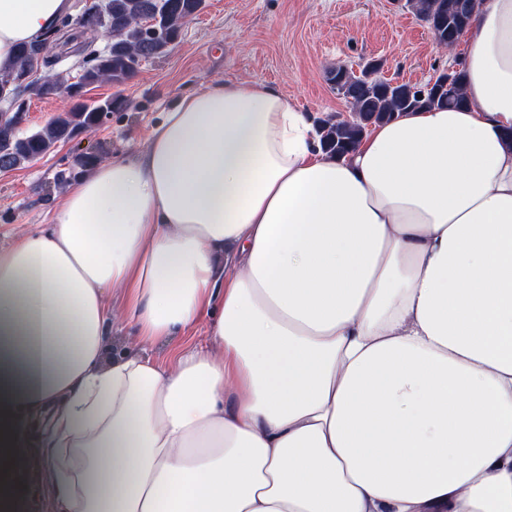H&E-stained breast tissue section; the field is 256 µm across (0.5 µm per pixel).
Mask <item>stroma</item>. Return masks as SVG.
I'll use <instances>...</instances> for the list:
<instances>
[{"label":"stroma","instance_id":"stroma-1","mask_svg":"<svg viewBox=\"0 0 512 512\" xmlns=\"http://www.w3.org/2000/svg\"><path fill=\"white\" fill-rule=\"evenodd\" d=\"M464 44L439 45L405 0H205L181 38L164 56L143 61L121 85L88 87L87 102L109 97L123 105L95 130L58 144L30 163L0 171V244L21 227L50 223L64 189L57 175L73 159L103 160L144 151L162 112L212 81H262L293 97L314 119L346 116L329 73L377 60L385 77L423 86L461 68ZM205 327L155 346L141 345L131 324L108 323L110 356L136 352L164 362L177 349L203 343Z\"/></svg>","mask_w":512,"mask_h":512}]
</instances>
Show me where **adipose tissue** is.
Wrapping results in <instances>:
<instances>
[{"mask_svg":"<svg viewBox=\"0 0 512 512\" xmlns=\"http://www.w3.org/2000/svg\"><path fill=\"white\" fill-rule=\"evenodd\" d=\"M68 7L0 0V67ZM463 39L466 107L341 158L208 83L0 246V512H512V0ZM205 335V322H202L197 329L186 336H176L167 343L155 346H143L135 338L134 329L130 323H112V320H109L106 329V344L109 358L127 352H136L164 362L170 359L177 349L203 343Z\"/></svg>","mask_w":512,"mask_h":512,"instance_id":"1","label":"adipose tissue"}]
</instances>
